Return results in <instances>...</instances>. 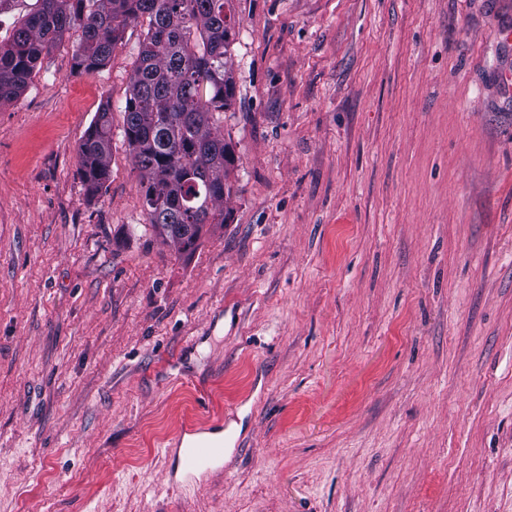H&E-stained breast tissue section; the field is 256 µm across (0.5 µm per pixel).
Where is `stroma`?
I'll return each mask as SVG.
<instances>
[{
    "mask_svg": "<svg viewBox=\"0 0 512 512\" xmlns=\"http://www.w3.org/2000/svg\"><path fill=\"white\" fill-rule=\"evenodd\" d=\"M230 8L234 191L194 251L124 136L145 24L0 104V512H512V0ZM219 423L227 473L168 492ZM111 148L112 116L110 105H105L96 113L79 151V173L91 196L100 194L110 179ZM201 432V428H188L175 439L176 448H166V456L172 457L167 474L169 484L181 483L176 477L179 468L183 475H192L222 457L224 443L218 438L196 437Z\"/></svg>",
    "mask_w": 512,
    "mask_h": 512,
    "instance_id": "obj_1",
    "label": "stroma"
}]
</instances>
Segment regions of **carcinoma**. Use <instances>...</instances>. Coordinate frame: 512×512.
Returning a JSON list of instances; mask_svg holds the SVG:
<instances>
[{"label":"carcinoma","instance_id":"obj_1","mask_svg":"<svg viewBox=\"0 0 512 512\" xmlns=\"http://www.w3.org/2000/svg\"><path fill=\"white\" fill-rule=\"evenodd\" d=\"M231 0H36L0 45V102L16 97L42 59L72 29L81 35L76 69L92 73L110 59L132 23L147 22L126 93L124 133L139 172L149 226L186 252L208 224H223L234 150L214 115L234 86L224 70L232 36ZM112 116L105 105L81 143L79 173L91 196L110 179Z\"/></svg>","mask_w":512,"mask_h":512}]
</instances>
